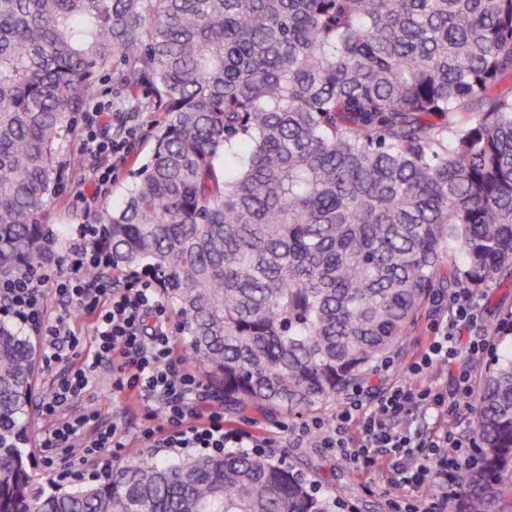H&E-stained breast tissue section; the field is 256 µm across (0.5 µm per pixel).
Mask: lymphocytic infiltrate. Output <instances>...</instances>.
Segmentation results:
<instances>
[{"label":"lymphocytic infiltrate","instance_id":"lymphocytic-infiltrate-1","mask_svg":"<svg viewBox=\"0 0 512 512\" xmlns=\"http://www.w3.org/2000/svg\"><path fill=\"white\" fill-rule=\"evenodd\" d=\"M70 256L69 271L46 268L37 276L0 280V301H5L6 312L42 332L45 364L58 368L38 402L41 415L53 422L42 442L46 469H58L66 461L97 468L105 449L120 447L116 429L100 426L95 408H74L104 364L112 367L115 391L149 404L150 423L142 433L146 441L161 448L203 449L212 454L227 448L266 447L260 436L225 430L221 411L198 409L194 395L202 388V379L176 355L167 307L154 279H130L124 288L116 289L111 276L90 271L83 245H74ZM47 288L93 315L92 355L65 362L62 348H77L80 339L64 319L46 317L41 297ZM479 305V295L468 291L449 300L443 333L429 340L408 366L412 382L390 386L371 408L353 398L341 404L331 423L315 419L304 427L316 446L337 456L360 459L367 465L385 459L390 482L403 499L411 500L425 480L436 481L440 489L437 500L413 502L408 512H446V489L470 464L462 440L447 426L425 437L412 427H396L395 421L411 408L451 416L463 411L464 400L472 391L470 370L459 367L448 390L430 377L429 371L439 363L456 364L460 344H467L474 354L484 350L487 338L472 331ZM354 422L362 432L358 440L349 433Z\"/></svg>","mask_w":512,"mask_h":512}]
</instances>
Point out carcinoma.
Wrapping results in <instances>:
<instances>
[{
    "label": "carcinoma",
    "instance_id": "carcinoma-1",
    "mask_svg": "<svg viewBox=\"0 0 512 512\" xmlns=\"http://www.w3.org/2000/svg\"><path fill=\"white\" fill-rule=\"evenodd\" d=\"M106 76L109 106L146 81L166 119L87 244L155 279L225 410L325 414L429 307L512 280V0H0V278L51 256L60 148ZM39 362L0 320V512L342 506L248 448L47 492L25 448ZM470 408L461 512H512V356Z\"/></svg>",
    "mask_w": 512,
    "mask_h": 512
}]
</instances>
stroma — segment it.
<instances>
[{
  "label": "stroma",
  "mask_w": 512,
  "mask_h": 512,
  "mask_svg": "<svg viewBox=\"0 0 512 512\" xmlns=\"http://www.w3.org/2000/svg\"><path fill=\"white\" fill-rule=\"evenodd\" d=\"M116 93L113 83L102 84L96 99L97 106L103 109L99 132L101 135L111 136L113 128L122 123L131 127L132 133L124 139L119 154L114 156H98L80 151L79 142L75 139L64 145L61 150L63 160L67 161L79 155L83 157L84 163L79 170L65 168L58 191L45 207V220L53 227L63 224L76 227L81 223L83 214L94 209L102 197H109L113 204H120L134 173L153 153V135L155 125L161 119L160 114L145 108L134 113L131 118L118 120L116 114L106 108L107 102ZM95 167L107 168L112 172V181L106 190H99L86 175L88 169ZM442 319V312L435 308L423 313L407 337L402 351L389 358L387 369L381 370L379 377L372 379L369 385L351 389V396L369 405L385 387L406 381L409 363L428 338L436 334ZM474 331L488 337L489 348L477 355L462 352L460 358L468 365L474 379L478 380L484 373L486 363L502 357L505 353H512V287L492 288L485 292ZM93 397V404L101 420L107 424H117L118 435L124 442L123 448L107 452L109 464L124 461L133 451L165 461L176 459L177 449L152 448L141 440L140 435L147 425L145 409L131 405L127 395L113 392L111 369L101 368ZM310 420L311 417L307 414L268 420L260 416L242 417L228 413L224 416V425L229 429L248 431L266 438L271 444L270 451L273 456L284 457L297 464L317 486H343L345 501L356 508L357 512H405V502L396 497L386 470L368 468L363 462L344 459L328 453L325 449L314 447L302 433L304 425ZM50 427L49 420L31 416V444L34 448L31 472L36 482L47 489L59 484L68 487L88 485V478L63 479L44 470L41 440Z\"/></svg>",
  "instance_id": "35a3bbf8"
}]
</instances>
